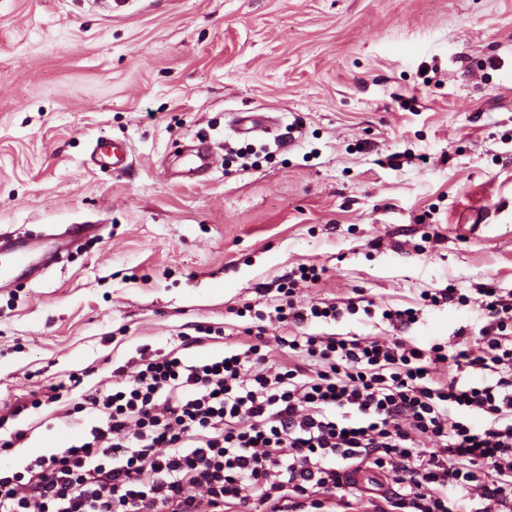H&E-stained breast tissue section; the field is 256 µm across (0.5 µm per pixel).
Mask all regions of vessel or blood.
Instances as JSON below:
<instances>
[{
	"instance_id": "vessel-or-blood-1",
	"label": "vessel or blood",
	"mask_w": 512,
	"mask_h": 512,
	"mask_svg": "<svg viewBox=\"0 0 512 512\" xmlns=\"http://www.w3.org/2000/svg\"><path fill=\"white\" fill-rule=\"evenodd\" d=\"M126 157L124 144L101 141L94 147L91 161L99 167L118 169L123 167ZM94 230L90 224H74L68 231L67 244L50 247L41 237H18L0 232V288L16 282L19 275L52 262L68 253L71 244L82 240Z\"/></svg>"
}]
</instances>
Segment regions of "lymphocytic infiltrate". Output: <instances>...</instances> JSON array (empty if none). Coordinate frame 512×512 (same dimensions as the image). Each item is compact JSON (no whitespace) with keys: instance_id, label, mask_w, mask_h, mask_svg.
I'll return each instance as SVG.
<instances>
[{"instance_id":"lymphocytic-infiltrate-1","label":"lymphocytic infiltrate","mask_w":512,"mask_h":512,"mask_svg":"<svg viewBox=\"0 0 512 512\" xmlns=\"http://www.w3.org/2000/svg\"><path fill=\"white\" fill-rule=\"evenodd\" d=\"M478 293L488 327L449 346L306 334L281 338L275 363L256 344L205 363L146 359L125 385L83 395L98 419L76 442L0 467V512H236L250 500L319 512L331 499L349 512L365 467L391 482L388 512H452V491L512 512V304L490 284ZM283 294L270 313L281 323L358 311ZM445 362L447 377L431 376Z\"/></svg>"}]
</instances>
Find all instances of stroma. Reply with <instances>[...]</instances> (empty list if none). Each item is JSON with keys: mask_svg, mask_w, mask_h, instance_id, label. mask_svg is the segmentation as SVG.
Instances as JSON below:
<instances>
[{"mask_svg": "<svg viewBox=\"0 0 512 512\" xmlns=\"http://www.w3.org/2000/svg\"><path fill=\"white\" fill-rule=\"evenodd\" d=\"M270 118L242 136L239 116ZM128 165H91L100 137ZM209 170L183 177L182 146ZM98 225L44 275L0 288V438L16 466L95 417L140 348L198 363L243 351L247 304L300 265L307 306L363 297L373 316L299 328L428 347L486 325L477 290L512 300V0H0V232ZM468 305H428L445 287ZM417 309L416 323L382 320ZM79 384L50 402L51 388Z\"/></svg>", "mask_w": 512, "mask_h": 512, "instance_id": "stroma-1", "label": "stroma"}]
</instances>
